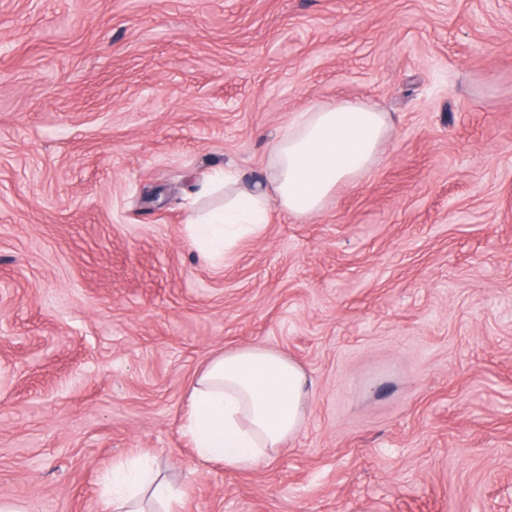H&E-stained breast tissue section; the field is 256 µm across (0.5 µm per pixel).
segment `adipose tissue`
Returning a JSON list of instances; mask_svg holds the SVG:
<instances>
[{"label":"adipose tissue","instance_id":"obj_1","mask_svg":"<svg viewBox=\"0 0 512 512\" xmlns=\"http://www.w3.org/2000/svg\"><path fill=\"white\" fill-rule=\"evenodd\" d=\"M388 113L369 103L314 104L297 113L273 145L265 179L238 191L240 177L216 169L214 192L223 207L196 222L199 241L224 240L255 232L277 204L303 218L319 213L337 188L371 172L388 134ZM302 368L281 353L246 347L212 358L193 384L182 430L196 456L225 469L245 471L271 459L300 429L308 397ZM175 512L181 491L161 479L153 464L134 458L106 478L105 512Z\"/></svg>","mask_w":512,"mask_h":512}]
</instances>
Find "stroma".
I'll return each mask as SVG.
<instances>
[{"label":"stroma","instance_id":"35a3bbf8","mask_svg":"<svg viewBox=\"0 0 512 512\" xmlns=\"http://www.w3.org/2000/svg\"><path fill=\"white\" fill-rule=\"evenodd\" d=\"M339 100L392 117L370 174L202 250L213 168ZM243 347L311 394L239 472L180 427ZM136 455L179 512H512V0H0V512Z\"/></svg>","mask_w":512,"mask_h":512}]
</instances>
